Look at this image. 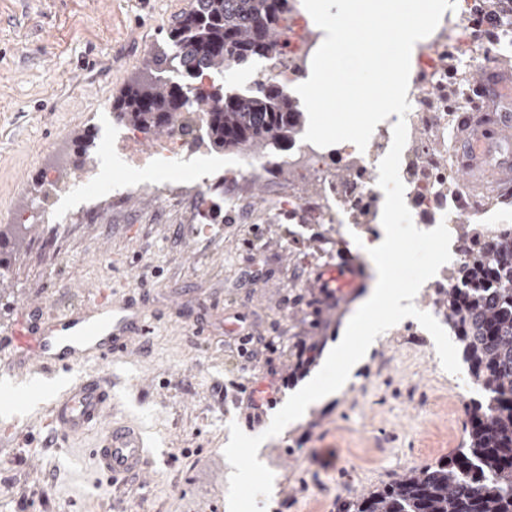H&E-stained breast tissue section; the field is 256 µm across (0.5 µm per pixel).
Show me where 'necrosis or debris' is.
<instances>
[{
	"label": "necrosis or debris",
	"instance_id": "4bbe7bcc",
	"mask_svg": "<svg viewBox=\"0 0 512 512\" xmlns=\"http://www.w3.org/2000/svg\"><path fill=\"white\" fill-rule=\"evenodd\" d=\"M483 25L479 0H455L449 20L440 21L426 45L414 60L415 76L410 93L411 108L405 118L408 137L404 147L400 176L405 185V202L417 228L428 231L446 223L453 239L451 260L427 280L430 288H450L452 268L463 264L468 255L456 237L460 213L491 233L512 234V214L475 204L467 189L453 184L451 151L448 147V74L470 61L488 62L494 52L477 44L474 34ZM321 38L310 26L303 8H295L288 19L275 54L255 71L259 81L269 80L291 91L307 73V62ZM397 115L377 125L366 150L350 142L336 148H321L298 141L288 153L255 157L247 153L225 165L223 170L203 169L194 162L198 133L204 126L203 115H195L189 129L170 130L149 155L130 151V144L140 137V129L127 126L112 139L129 171L157 163L171 170L172 176L156 182L157 194L195 201L193 221L199 234L206 235L220 223L223 208L239 207L237 197L226 194V187L240 184L270 168H286L295 176L288 188L271 206L273 224H322L335 233V253L324 254L325 262L345 256L351 238L374 242V226L380 223L384 193L378 186V166L390 148L392 126ZM344 178H337V170ZM96 162H89L67 187L69 195L79 198L83 207L96 202L117 200L132 190L129 184H99L95 179Z\"/></svg>",
	"mask_w": 512,
	"mask_h": 512
}]
</instances>
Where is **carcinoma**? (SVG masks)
Listing matches in <instances>:
<instances>
[{"instance_id":"carcinoma-1","label":"carcinoma","mask_w":512,"mask_h":512,"mask_svg":"<svg viewBox=\"0 0 512 512\" xmlns=\"http://www.w3.org/2000/svg\"><path fill=\"white\" fill-rule=\"evenodd\" d=\"M290 0H192L169 42L188 83L162 78L168 56L153 54L112 104L116 119L145 132L167 133L209 105L206 137L219 150L271 154L292 145L306 116L277 85L243 90L196 85L200 72L225 74L275 52ZM19 224L0 225V282L5 254L23 248ZM439 311L460 344L468 380L482 393L464 407L467 447L343 504L342 512H512V239L470 249Z\"/></svg>"}]
</instances>
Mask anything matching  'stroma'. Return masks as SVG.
I'll use <instances>...</instances> for the list:
<instances>
[{"instance_id": "obj_1", "label": "stroma", "mask_w": 512, "mask_h": 512, "mask_svg": "<svg viewBox=\"0 0 512 512\" xmlns=\"http://www.w3.org/2000/svg\"><path fill=\"white\" fill-rule=\"evenodd\" d=\"M190 0H0V225L38 204L45 170L82 160L73 138L95 134L107 150L112 102L150 53L170 50L168 32ZM286 172L241 183L251 222L225 217L191 236L193 212L139 176L121 208L75 213L69 224L28 226L0 296V341L24 305L47 311L79 303L110 281L117 296L143 300L150 333L133 336L109 362L79 374L112 383V415L139 423L152 447L147 472L113 484L92 471L90 432L55 446L48 398L18 403L24 379L0 374V512H227L229 425L263 432L288 397L316 374L375 280L373 261L344 300L326 298L312 265L335 239L263 218ZM249 337L240 350L241 337ZM431 336L407 330L376 338L345 385L260 447L284 474L266 512H339L362 489L392 481L464 447L465 414L452 374L434 369ZM277 372L281 390L260 420L248 396Z\"/></svg>"}]
</instances>
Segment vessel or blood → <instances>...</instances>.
Masks as SVG:
<instances>
[{
    "mask_svg": "<svg viewBox=\"0 0 512 512\" xmlns=\"http://www.w3.org/2000/svg\"><path fill=\"white\" fill-rule=\"evenodd\" d=\"M459 165L465 177L488 169L490 161L500 167L512 166V126L491 128L469 119L466 144ZM354 258L329 269L326 281L344 287L356 275ZM28 317L21 320L6 343L11 354L0 368L14 374L27 363L68 369L88 359L104 361L125 350L132 335L148 330V314L140 305L114 297L111 289L101 288L92 299L51 314L42 305H28ZM112 392L99 378H81L69 384L54 400L47 424L61 440L101 429V437L91 453L94 469L112 480L143 475L148 466L140 429L121 421H107Z\"/></svg>",
    "mask_w": 512,
    "mask_h": 512,
    "instance_id": "vessel-or-blood-1",
    "label": "vessel or blood"
}]
</instances>
